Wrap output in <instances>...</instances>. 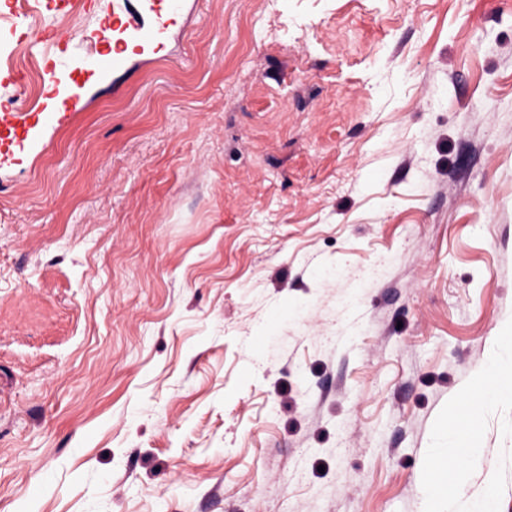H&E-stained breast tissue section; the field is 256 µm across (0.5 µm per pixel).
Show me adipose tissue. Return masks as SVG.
Returning <instances> with one entry per match:
<instances>
[{"mask_svg": "<svg viewBox=\"0 0 512 512\" xmlns=\"http://www.w3.org/2000/svg\"><path fill=\"white\" fill-rule=\"evenodd\" d=\"M478 397L463 422L454 430L448 444L435 450L428 464L425 479L424 512H498V488L494 476H486L479 497L467 496L465 489L470 472L481 459L479 419L484 406L503 399H512V349L495 357L491 372L480 375L472 385ZM452 457L457 468L448 488H441L436 471L445 457Z\"/></svg>", "mask_w": 512, "mask_h": 512, "instance_id": "1", "label": "adipose tissue"}]
</instances>
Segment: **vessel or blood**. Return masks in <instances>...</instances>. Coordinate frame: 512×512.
<instances>
[{"label": "vessel or blood", "mask_w": 512, "mask_h": 512, "mask_svg": "<svg viewBox=\"0 0 512 512\" xmlns=\"http://www.w3.org/2000/svg\"><path fill=\"white\" fill-rule=\"evenodd\" d=\"M152 15L147 23L132 22L124 13L116 11L104 20L105 29L112 32V49L100 55L93 63L97 70H118L126 61L129 50L153 49L164 41L175 20L179 0H151ZM76 67L73 63L54 61L50 68L53 92L34 112L0 111V126L8 128L12 136L0 144V164L19 160L35 139L40 126L59 119L69 107L70 83Z\"/></svg>", "instance_id": "vessel-or-blood-1"}]
</instances>
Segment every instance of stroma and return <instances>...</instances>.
Wrapping results in <instances>:
<instances>
[{
  "mask_svg": "<svg viewBox=\"0 0 512 512\" xmlns=\"http://www.w3.org/2000/svg\"><path fill=\"white\" fill-rule=\"evenodd\" d=\"M511 328L512 0H182L0 167V512H424Z\"/></svg>",
  "mask_w": 512,
  "mask_h": 512,
  "instance_id": "stroma-1",
  "label": "stroma"
}]
</instances>
